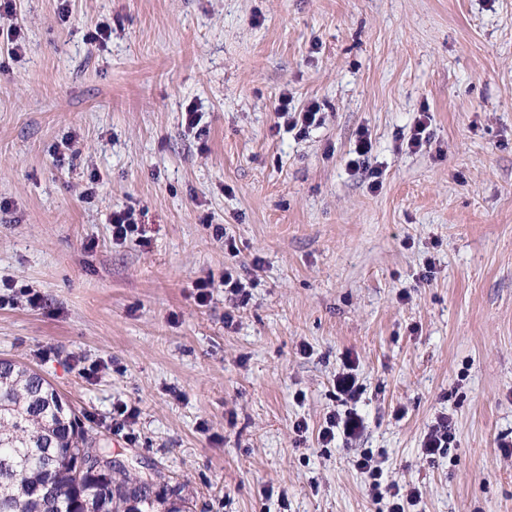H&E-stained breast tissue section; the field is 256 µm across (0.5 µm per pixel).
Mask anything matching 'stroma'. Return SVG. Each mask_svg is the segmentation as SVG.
<instances>
[{"mask_svg":"<svg viewBox=\"0 0 512 512\" xmlns=\"http://www.w3.org/2000/svg\"><path fill=\"white\" fill-rule=\"evenodd\" d=\"M12 23L0 279L44 304H0V357L191 512H388L364 451L419 490L408 512H512V0H16ZM284 90L323 122L276 129ZM423 110L428 141L401 148ZM362 129L375 192L349 166ZM126 205L145 239L116 244ZM229 266L248 304L197 305L192 282ZM121 401L140 414L118 431ZM351 410L364 433L321 445ZM442 412L454 438L422 454ZM353 466L361 471V473L367 474L370 478L368 491L374 500L383 498V487L381 482L380 468L375 463L373 454L363 453L359 457L353 459Z\"/></svg>","mask_w":512,"mask_h":512,"instance_id":"1","label":"stroma"}]
</instances>
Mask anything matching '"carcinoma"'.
Returning <instances> with one entry per match:
<instances>
[{
	"mask_svg": "<svg viewBox=\"0 0 512 512\" xmlns=\"http://www.w3.org/2000/svg\"><path fill=\"white\" fill-rule=\"evenodd\" d=\"M87 448L112 456L49 381L1 358L0 512H84L87 499L103 512H186L183 488L156 472H116L94 463L76 483Z\"/></svg>",
	"mask_w": 512,
	"mask_h": 512,
	"instance_id": "obj_1",
	"label": "carcinoma"
}]
</instances>
